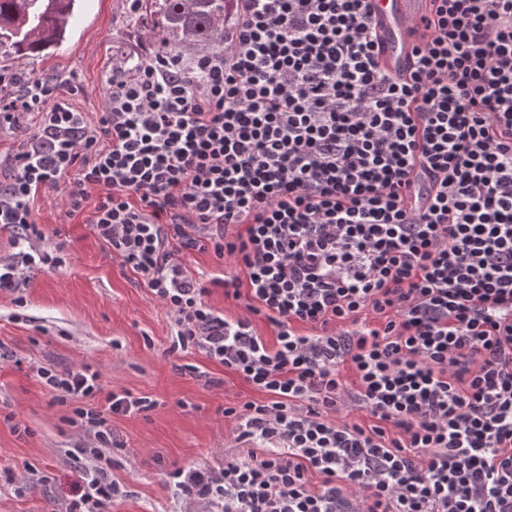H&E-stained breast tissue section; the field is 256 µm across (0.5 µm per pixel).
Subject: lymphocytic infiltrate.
<instances>
[{"mask_svg":"<svg viewBox=\"0 0 512 512\" xmlns=\"http://www.w3.org/2000/svg\"><path fill=\"white\" fill-rule=\"evenodd\" d=\"M434 2L402 81L370 0H235L222 51L113 63L97 126L39 78L0 95L1 123L39 118L0 184L22 247L0 292L63 263L42 190L71 216L97 195L93 234L178 347L264 395L224 409L240 456L168 472L199 512H512V0ZM208 250L230 275L195 276ZM39 375L96 442L66 512H111L108 417L153 401L90 408L89 367ZM207 301L214 309L229 316H236L244 311V300L224 297V291L221 288H214L212 294L207 297Z\"/></svg>","mask_w":512,"mask_h":512,"instance_id":"lymphocytic-infiltrate-1","label":"lymphocytic infiltrate"}]
</instances>
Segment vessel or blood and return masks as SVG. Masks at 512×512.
<instances>
[{
    "instance_id": "1",
    "label": "vessel or blood",
    "mask_w": 512,
    "mask_h": 512,
    "mask_svg": "<svg viewBox=\"0 0 512 512\" xmlns=\"http://www.w3.org/2000/svg\"><path fill=\"white\" fill-rule=\"evenodd\" d=\"M431 0H372L371 18L377 30L381 67L391 76L405 77L412 70L421 41L419 22L430 13Z\"/></svg>"
}]
</instances>
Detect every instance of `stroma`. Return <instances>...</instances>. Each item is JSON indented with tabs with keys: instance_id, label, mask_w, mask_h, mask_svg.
<instances>
[{
	"instance_id": "1",
	"label": "stroma",
	"mask_w": 512,
	"mask_h": 512,
	"mask_svg": "<svg viewBox=\"0 0 512 512\" xmlns=\"http://www.w3.org/2000/svg\"><path fill=\"white\" fill-rule=\"evenodd\" d=\"M151 25L131 0H81L63 43L49 53L0 62V92L18 76L53 83L96 125L114 61L148 58ZM88 213L68 215L56 191L42 192L33 219L68 242L64 265L34 275L20 295L0 293V512H65L82 481L79 448L93 437L71 424L38 374L80 365L101 374L88 406L108 392L155 400L154 409L110 418L119 449L108 470L123 495L112 512H183L166 483L180 466H221L238 454L225 405L253 390L195 349L172 350V320L139 277L97 239Z\"/></svg>"
}]
</instances>
